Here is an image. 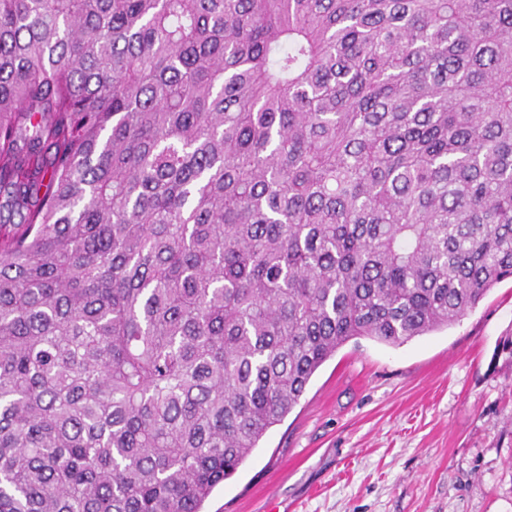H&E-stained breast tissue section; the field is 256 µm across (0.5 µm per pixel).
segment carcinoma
<instances>
[{
	"instance_id": "carcinoma-1",
	"label": "carcinoma",
	"mask_w": 512,
	"mask_h": 512,
	"mask_svg": "<svg viewBox=\"0 0 512 512\" xmlns=\"http://www.w3.org/2000/svg\"><path fill=\"white\" fill-rule=\"evenodd\" d=\"M509 278L512 0H0V512H202Z\"/></svg>"
}]
</instances>
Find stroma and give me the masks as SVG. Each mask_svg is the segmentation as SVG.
I'll list each match as a JSON object with an SVG mask.
<instances>
[{
  "mask_svg": "<svg viewBox=\"0 0 512 512\" xmlns=\"http://www.w3.org/2000/svg\"><path fill=\"white\" fill-rule=\"evenodd\" d=\"M512 279L460 323L341 347L206 512H512Z\"/></svg>",
  "mask_w": 512,
  "mask_h": 512,
  "instance_id": "35a3bbf8",
  "label": "stroma"
}]
</instances>
